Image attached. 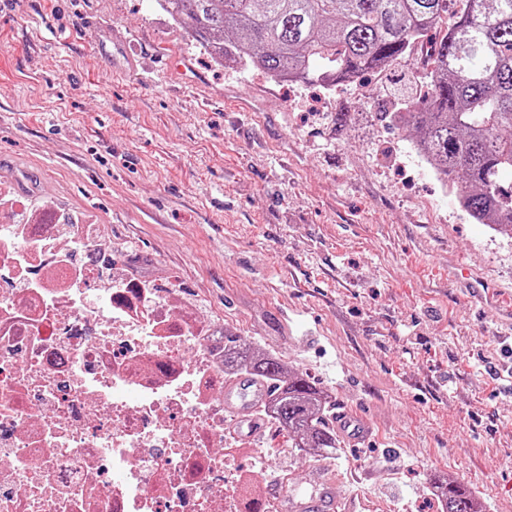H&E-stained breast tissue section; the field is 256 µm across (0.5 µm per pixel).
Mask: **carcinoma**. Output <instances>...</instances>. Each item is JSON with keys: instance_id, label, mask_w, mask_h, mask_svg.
<instances>
[{"instance_id": "1", "label": "carcinoma", "mask_w": 512, "mask_h": 512, "mask_svg": "<svg viewBox=\"0 0 512 512\" xmlns=\"http://www.w3.org/2000/svg\"><path fill=\"white\" fill-rule=\"evenodd\" d=\"M175 21L190 22L211 58L259 66L277 80L353 83L366 71L406 59L429 31L427 100L402 97L391 121L417 132L426 159L458 202L496 233L512 238V0H167ZM224 366L268 387L276 420L292 447L338 448L327 414L331 396L240 336H224ZM442 512H484L457 481L434 479Z\"/></svg>"}]
</instances>
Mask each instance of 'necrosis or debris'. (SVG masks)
I'll return each mask as SVG.
<instances>
[{
	"mask_svg": "<svg viewBox=\"0 0 512 512\" xmlns=\"http://www.w3.org/2000/svg\"><path fill=\"white\" fill-rule=\"evenodd\" d=\"M22 207L0 192V512H288L272 412L224 436L223 327L163 276L101 287L108 244Z\"/></svg>",
	"mask_w": 512,
	"mask_h": 512,
	"instance_id": "4bbe7bcc",
	"label": "necrosis or debris"
}]
</instances>
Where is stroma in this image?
<instances>
[{"label": "stroma", "instance_id": "1", "mask_svg": "<svg viewBox=\"0 0 512 512\" xmlns=\"http://www.w3.org/2000/svg\"><path fill=\"white\" fill-rule=\"evenodd\" d=\"M413 70L291 85L216 64L156 0H0V184L370 419L367 443L266 462L296 499L318 473L335 512H441V476L512 512V338L471 291L512 297V239L383 120Z\"/></svg>", "mask_w": 512, "mask_h": 512}]
</instances>
